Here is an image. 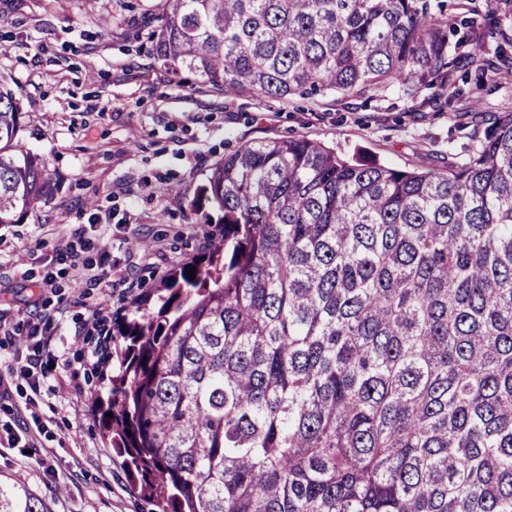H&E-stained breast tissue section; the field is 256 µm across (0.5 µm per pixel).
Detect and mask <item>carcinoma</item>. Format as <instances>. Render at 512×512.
Masks as SVG:
<instances>
[{
    "mask_svg": "<svg viewBox=\"0 0 512 512\" xmlns=\"http://www.w3.org/2000/svg\"><path fill=\"white\" fill-rule=\"evenodd\" d=\"M154 58L271 98L434 90L501 69L469 42L512 0H160ZM0 91V224L55 184ZM205 251L113 324L94 405L160 512H512V107L448 170L257 139L191 208ZM196 267L195 279L186 276ZM113 417H106L107 413ZM0 512H51L19 481Z\"/></svg>",
    "mask_w": 512,
    "mask_h": 512,
    "instance_id": "1",
    "label": "carcinoma"
}]
</instances>
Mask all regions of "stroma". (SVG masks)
Segmentation results:
<instances>
[{
  "label": "stroma",
  "instance_id": "obj_1",
  "mask_svg": "<svg viewBox=\"0 0 512 512\" xmlns=\"http://www.w3.org/2000/svg\"><path fill=\"white\" fill-rule=\"evenodd\" d=\"M156 0H0V88L23 116L22 139L59 182L24 223L0 225V319L26 333L50 320L59 392L30 409L25 383L0 399V426L29 434L0 446V481L22 480L52 512H151L102 439L94 397L116 358L90 365L112 319L200 252L212 227L190 203L225 153L261 138L308 137L346 155L425 172L466 158L472 131L512 104V82L435 111L396 91L280 100L202 86L149 52ZM178 193H170V185ZM111 269L77 280L72 258ZM103 310L90 325L95 304Z\"/></svg>",
  "mask_w": 512,
  "mask_h": 512
}]
</instances>
